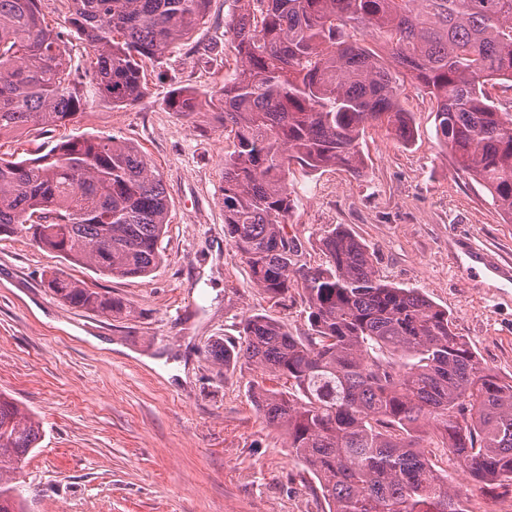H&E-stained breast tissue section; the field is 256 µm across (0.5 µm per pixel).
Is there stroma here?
Listing matches in <instances>:
<instances>
[{"label":"stroma","mask_w":512,"mask_h":512,"mask_svg":"<svg viewBox=\"0 0 512 512\" xmlns=\"http://www.w3.org/2000/svg\"><path fill=\"white\" fill-rule=\"evenodd\" d=\"M40 9L62 35L87 103L47 134L0 141V157L34 158L49 143L115 135L146 154L170 209L162 259L144 278L104 277L22 237L0 236V393L42 423L40 443L14 479L26 512H329L283 433L254 410L250 388L260 370L227 371L207 354L213 341L236 343L252 314L283 321L297 336L308 328L301 290L278 302L254 288L224 236L230 141L219 120L166 106L172 90L203 94L230 78L235 0H210L204 24L148 69L145 95L131 106L95 95L90 50L69 22L67 0H40ZM401 103L413 114L412 145L386 127H366L361 174L289 166L286 222L301 243L299 261L321 264V235L345 225L384 279L446 308L484 365L512 380V284L468 280L459 265L465 241L512 263V220L455 168L424 91L406 83ZM59 267L121 298L134 317L115 321L60 301L43 286Z\"/></svg>","instance_id":"1"}]
</instances>
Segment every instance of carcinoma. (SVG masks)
<instances>
[{
  "mask_svg": "<svg viewBox=\"0 0 512 512\" xmlns=\"http://www.w3.org/2000/svg\"><path fill=\"white\" fill-rule=\"evenodd\" d=\"M70 2L96 92L131 106L144 96L147 64L204 22L209 0ZM236 2L233 75L209 94L176 89L167 104L220 117L233 145L223 160L224 236L270 298L301 289L309 328L295 336L255 314L238 345L214 343L209 356L226 371L243 362L288 381L287 392L255 384L251 401L317 478L329 512H469L431 446L482 488L512 493V382L483 366L448 310L382 279L344 225L324 232L315 267L297 265L285 232L291 162L358 174L359 139L373 124L413 141L400 100L409 79L435 102L436 135L456 168L512 220V112L486 92L490 81L512 82V0ZM368 32L387 53L365 44ZM61 43L39 0H0V139L62 126L87 104ZM168 213L160 175L124 139L72 137L36 158L0 157V235L103 276H148ZM43 286L115 321L133 315L62 271ZM40 438L39 421L0 393V512H24L7 475Z\"/></svg>",
  "mask_w": 512,
  "mask_h": 512,
  "instance_id": "carcinoma-1",
  "label": "carcinoma"
}]
</instances>
